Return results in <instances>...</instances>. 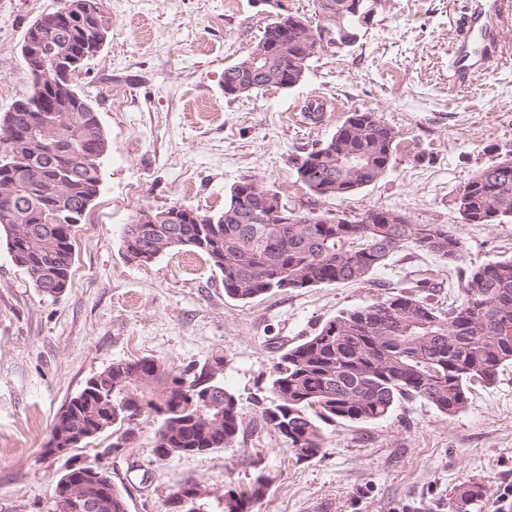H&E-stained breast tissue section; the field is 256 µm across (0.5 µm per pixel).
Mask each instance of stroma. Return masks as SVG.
<instances>
[{
    "mask_svg": "<svg viewBox=\"0 0 512 512\" xmlns=\"http://www.w3.org/2000/svg\"><path fill=\"white\" fill-rule=\"evenodd\" d=\"M469 2L386 0L357 43L316 53L298 85L228 97L225 68L248 55L271 19L258 0H103L108 39L73 82L96 107L109 150L100 192L74 228L68 287L54 297L38 292L0 245V512H48L74 459L101 460L128 512H165L187 479L206 482L207 512H228V491L246 489L259 466L272 482L251 512H448L451 490L467 480L484 490L472 512H512V366L494 386L474 387L455 417L414 399L376 422L329 428L311 461H296L252 403L267 396L283 348L339 311L384 297L415 267L430 269L447 306L459 293L447 262L402 250L362 285L242 301L225 295L198 252L173 249L141 265L124 257V230L137 211L178 203L218 213L231 185L251 178L297 214L352 220L397 209L412 223L457 229L466 262L512 258V223L465 224L455 205L474 172L512 154V17L487 44L493 68L461 85L452 79ZM59 5L0 0V115L29 89L27 29ZM314 101L323 121H302ZM364 109L399 135L388 170L345 198L311 195L296 179V158ZM218 356L224 385L241 403L232 447L157 460L159 422L145 414L121 454L102 456L115 439L109 432L67 455L46 453L57 413L113 362L149 357L179 371Z\"/></svg>",
    "mask_w": 512,
    "mask_h": 512,
    "instance_id": "1",
    "label": "stroma"
}]
</instances>
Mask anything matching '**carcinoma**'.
Returning a JSON list of instances; mask_svg holds the SVG:
<instances>
[{
    "instance_id": "carcinoma-1",
    "label": "carcinoma",
    "mask_w": 512,
    "mask_h": 512,
    "mask_svg": "<svg viewBox=\"0 0 512 512\" xmlns=\"http://www.w3.org/2000/svg\"><path fill=\"white\" fill-rule=\"evenodd\" d=\"M375 0H313L320 23L317 47L294 42L309 21L277 9L258 44L273 57L268 71L246 74L232 65L224 70V87L239 84L251 91L269 86L280 72L299 75L314 54L361 33L374 20ZM54 11L39 20L37 36L46 43L66 39L75 52L83 49L90 16L59 23ZM294 45L279 54L285 41ZM31 90L25 107L42 109V97L70 112L54 134L29 133L32 113L12 114L14 145L0 151V186H10L23 210L21 223L0 213V230L12 260L35 288L48 295L52 283L68 285L73 264L72 236L83 203L97 197L100 161L74 149L98 113L85 109L88 99L72 82L75 69L25 66ZM68 88L62 97L52 85ZM398 134L370 109L350 113L323 144L294 163L297 177L314 195L345 198L376 182L388 169ZM457 208L466 224L512 221V155L475 172L460 189ZM172 224H142L139 211L125 229V258L141 253L145 262L163 251L187 247L203 254L224 279L226 296L248 300L272 291H294L319 284H365L397 252L411 248L450 264L465 258L460 235L444 224H413L398 211L369 209L387 223L364 218L336 221L330 214L292 215L286 204L274 212L264 198L230 191L224 211L202 213L174 204L165 209ZM294 216L290 223L285 217ZM461 294L443 308L434 301L437 283L418 267L380 300L345 309L279 356L269 390L274 403L262 409L265 424L287 439L299 461L317 458L323 449V426L369 423L386 417L402 400L422 399L448 418L470 400V385L497 382L512 364V259L459 269ZM221 359L175 372L154 358L119 361L86 381L80 393L56 416L50 434L61 432L86 445L131 418L155 413L160 424L154 455L206 454L233 446L240 432V399L224 387ZM270 479L258 470L248 488L230 497V510L246 512L263 498ZM83 512H127L117 486L101 497L84 491ZM483 497L474 481L458 484L448 498V512H471Z\"/></svg>"
}]
</instances>
